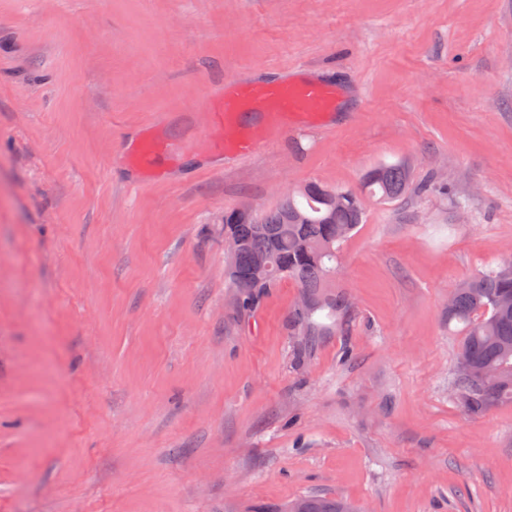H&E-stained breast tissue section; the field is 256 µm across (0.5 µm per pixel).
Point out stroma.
<instances>
[{"mask_svg":"<svg viewBox=\"0 0 512 512\" xmlns=\"http://www.w3.org/2000/svg\"><path fill=\"white\" fill-rule=\"evenodd\" d=\"M299 77L330 116L214 151L225 80ZM394 162L346 309L303 339L294 280L239 309L226 211ZM511 256L512 0H0V512H512V404H456L448 331ZM260 142L253 134L237 135L232 140L224 139L217 148L224 153H231L239 157L253 154L259 148ZM297 499L307 502V512H357L352 510L355 508L353 505L340 499L319 496H303Z\"/></svg>","mask_w":512,"mask_h":512,"instance_id":"1","label":"stroma"}]
</instances>
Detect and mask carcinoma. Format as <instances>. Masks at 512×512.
I'll return each mask as SVG.
<instances>
[{
  "instance_id": "1",
  "label": "carcinoma",
  "mask_w": 512,
  "mask_h": 512,
  "mask_svg": "<svg viewBox=\"0 0 512 512\" xmlns=\"http://www.w3.org/2000/svg\"><path fill=\"white\" fill-rule=\"evenodd\" d=\"M411 171L401 162L382 164L367 171L357 188H338L309 183L288 193L273 209L256 215L241 209L224 214V233L240 242L236 257L238 276L228 277L238 307L247 310L284 279H293L312 307L294 312L293 325L299 335L310 336L319 326L315 316L330 318L344 309V295L328 290L336 271V255L346 237L340 230L353 231L363 222V197L382 202L407 192ZM267 258L265 279L254 278V259ZM512 299V259L462 281L454 290L448 325L464 332L461 351L472 371L498 369L502 379L485 389L474 388V377L454 371V399L473 416L491 408L512 404V309L500 301ZM308 512H354V506L340 500L305 496Z\"/></svg>"
}]
</instances>
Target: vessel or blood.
Returning a JSON list of instances; mask_svg holds the SVG:
<instances>
[{
    "label": "vessel or blood",
    "instance_id": "obj_1",
    "mask_svg": "<svg viewBox=\"0 0 512 512\" xmlns=\"http://www.w3.org/2000/svg\"><path fill=\"white\" fill-rule=\"evenodd\" d=\"M336 85L314 79L265 80L253 83L225 82L210 119L214 125L228 126L242 113L255 118L256 127H264L269 119L293 117L316 119L331 112L338 101ZM254 135L244 134L219 143L221 151L245 157L257 151Z\"/></svg>",
    "mask_w": 512,
    "mask_h": 512
}]
</instances>
